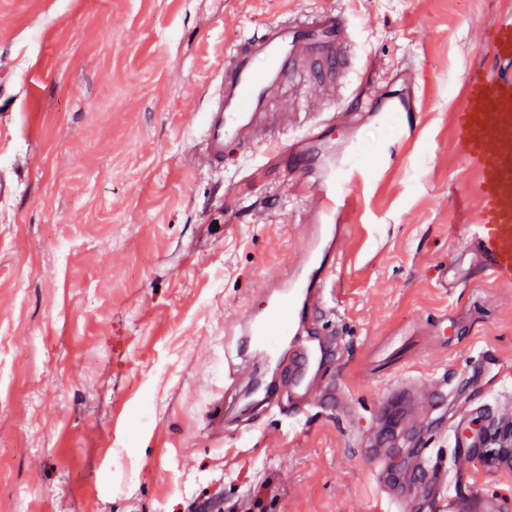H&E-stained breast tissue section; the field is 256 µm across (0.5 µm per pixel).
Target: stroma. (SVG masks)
I'll use <instances>...</instances> for the list:
<instances>
[{
    "label": "stroma",
    "instance_id": "1",
    "mask_svg": "<svg viewBox=\"0 0 512 512\" xmlns=\"http://www.w3.org/2000/svg\"><path fill=\"white\" fill-rule=\"evenodd\" d=\"M329 0H0V512H375L373 463L355 443L389 441L393 476L416 442L490 391L461 430L484 436L469 464L512 512L501 468L512 424V286L485 283L455 226L475 176L449 151V114L469 70H494L480 36L512 0H341L350 70L370 68L364 106L410 71L419 142L361 199L336 260L327 325L356 414L312 411L288 431L248 417L213 445L209 392L224 382V341L264 303L261 289L300 253L306 202L284 168L242 180L192 150L215 73L246 31ZM350 77L327 92L299 74L276 105L293 126L335 113L351 130ZM365 145L390 123L359 122ZM451 262L469 272L437 285ZM452 331L438 335L439 316ZM455 388L386 416L411 378Z\"/></svg>",
    "mask_w": 512,
    "mask_h": 512
}]
</instances>
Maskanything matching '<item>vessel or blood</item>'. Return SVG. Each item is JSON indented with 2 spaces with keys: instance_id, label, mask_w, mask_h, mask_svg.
Segmentation results:
<instances>
[{
  "instance_id": "obj_1",
  "label": "vessel or blood",
  "mask_w": 512,
  "mask_h": 512,
  "mask_svg": "<svg viewBox=\"0 0 512 512\" xmlns=\"http://www.w3.org/2000/svg\"><path fill=\"white\" fill-rule=\"evenodd\" d=\"M350 24L330 7L304 20L283 19L264 25L239 40L220 67L218 85L202 115L196 148L206 162L224 163L226 147L270 140L288 126V115L270 109L273 94L298 72H307L313 85L324 88L345 66ZM481 44L494 59L512 68V10L498 14L482 33ZM414 109L407 89L395 90L377 121L395 122L400 143L415 137L405 117ZM450 149L477 176L479 206L475 223L460 225L467 247L475 253L487 280L512 285V77L491 73L468 75L452 114ZM283 163L295 177V187L311 199L305 214L307 242L286 276L265 285L263 307L249 310L237 323L233 347L226 353L224 389L212 407L213 419H225L238 403L247 380L246 352L281 366L279 378L259 394L261 407L302 421L315 409L344 413L336 398L327 396L317 380L328 352L329 338L322 318L337 297L332 258L334 247L347 240L339 218H348L358 202L346 188L355 183L372 188L394 168L393 149L368 148L353 138H337L334 117L313 115L304 129L289 137L281 150ZM439 441L452 448L451 457L418 449L417 465L427 479V495L410 481L387 486L390 473L382 464V449L365 454L378 461L376 477L385 483L388 512H416L428 503L438 512H499L494 496L468 484V461L478 453L479 440L451 430Z\"/></svg>"
}]
</instances>
